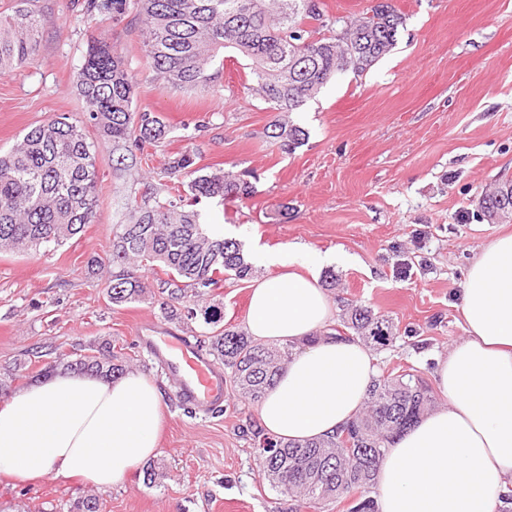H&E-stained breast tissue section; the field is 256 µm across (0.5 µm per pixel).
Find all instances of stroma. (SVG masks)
<instances>
[{"instance_id": "35a3bbf8", "label": "stroma", "mask_w": 512, "mask_h": 512, "mask_svg": "<svg viewBox=\"0 0 512 512\" xmlns=\"http://www.w3.org/2000/svg\"><path fill=\"white\" fill-rule=\"evenodd\" d=\"M87 2L33 0L48 23L36 60L0 73V149L62 114L87 125L75 82L93 37L113 38L136 76L137 110L159 114L170 133L125 153L100 143L94 223L49 251L0 254V370L38 347L47 364L108 338L163 390L157 460L168 477L151 487L135 470L99 490L103 512H289L244 434L257 408L229 389L219 414L176 405L175 381L137 339L141 320L192 337L200 325L168 318L150 299L112 304L97 261L128 203L165 195L163 171L184 151L207 173L252 171L251 199L201 203L211 231L240 241L248 258L259 248L333 255L318 273L336 278L327 291L335 314L357 302L392 323L377 368L412 367L431 380L436 358L462 334L469 266L490 238L512 232V221H487L477 206L482 191L512 178V0H389L406 17L396 47L363 75L332 79L295 113L308 136L292 152L271 138L278 115L252 90L246 60L225 51L212 90L164 88L146 67L133 14L116 20ZM277 272L254 266L207 302L224 324L245 327L253 278ZM86 490L76 478L17 485L0 475V512H51Z\"/></svg>"}]
</instances>
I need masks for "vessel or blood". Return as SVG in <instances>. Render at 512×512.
Returning <instances> with one entry per match:
<instances>
[{"label": "vessel or blood", "mask_w": 512, "mask_h": 512, "mask_svg": "<svg viewBox=\"0 0 512 512\" xmlns=\"http://www.w3.org/2000/svg\"><path fill=\"white\" fill-rule=\"evenodd\" d=\"M138 331L146 335L149 346L166 361L178 383L180 402L207 413L223 407L224 371L207 351L153 322L140 323Z\"/></svg>", "instance_id": "obj_1"}]
</instances>
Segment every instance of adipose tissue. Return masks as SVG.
<instances>
[{"mask_svg": "<svg viewBox=\"0 0 512 512\" xmlns=\"http://www.w3.org/2000/svg\"><path fill=\"white\" fill-rule=\"evenodd\" d=\"M331 261L309 257L298 273L289 255L258 257L282 272L254 281L247 330L300 348L258 407L262 425L280 438L336 434L361 411L376 377L370 348L327 334L334 310L316 270ZM459 308L464 334L434 369L445 403L388 448L379 512H496L512 494V233L482 247ZM164 422L162 392L150 379L61 369L0 406V474L109 488L156 457Z\"/></svg>", "mask_w": 512, "mask_h": 512, "instance_id": "1", "label": "adipose tissue"}]
</instances>
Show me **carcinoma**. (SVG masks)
I'll use <instances>...</instances> for the list:
<instances>
[{
    "mask_svg": "<svg viewBox=\"0 0 512 512\" xmlns=\"http://www.w3.org/2000/svg\"><path fill=\"white\" fill-rule=\"evenodd\" d=\"M309 0H90L89 8L118 19L129 9L141 24L142 50L153 80L172 89L214 87L224 68L223 52L233 48L251 61L253 90L277 112H297L331 79L370 69L397 44L406 18L387 3L346 26V45L322 7ZM48 19L18 0L12 14L0 17V70L33 63L39 29ZM136 78L116 46L94 39L88 45L76 88L88 122L97 135L118 146L162 143L169 128L154 112L133 108ZM272 137L290 151L307 132L293 122L275 121ZM98 141L61 115L31 128L22 140L0 152V253H24L59 246L94 223L98 209ZM187 150L166 174L190 178L192 199L167 194L135 205L129 222L112 230L107 289L115 305L149 297L172 318L216 327L221 311L206 304L224 276L245 279L252 267L241 243L213 234L194 208L202 198L243 201L255 193L246 172L208 174L194 167ZM158 266L166 278L149 280L145 270ZM344 328L365 345L383 348L394 336L387 317L365 305L349 304ZM210 352L224 362L240 402L260 404L275 377L293 356L294 345L256 342L229 326L210 336ZM90 354L61 367L117 379L128 371L126 360L112 353L104 339ZM436 406L424 379L410 371H382L369 389L362 411L343 432L320 441L274 440L259 451L257 465L280 493L296 502L295 510L336 504L347 512H377L371 496L387 448L394 438ZM69 512H101L100 499L81 495Z\"/></svg>",
    "mask_w": 512,
    "mask_h": 512,
    "instance_id": "1",
    "label": "carcinoma"
}]
</instances>
